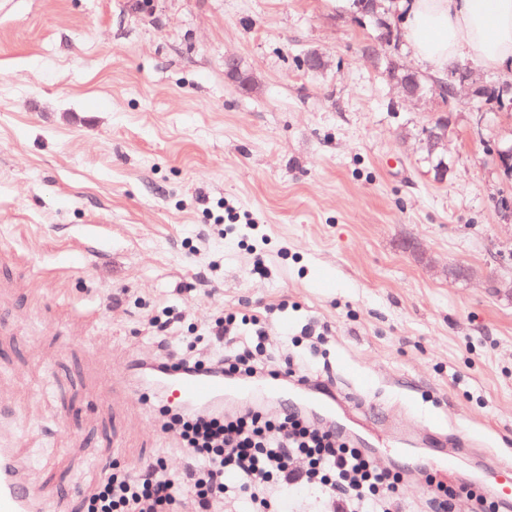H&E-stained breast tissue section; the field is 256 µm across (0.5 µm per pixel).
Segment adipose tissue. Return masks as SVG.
<instances>
[{"mask_svg": "<svg viewBox=\"0 0 512 512\" xmlns=\"http://www.w3.org/2000/svg\"><path fill=\"white\" fill-rule=\"evenodd\" d=\"M399 9L422 68L442 76L472 59L512 72V0H401Z\"/></svg>", "mask_w": 512, "mask_h": 512, "instance_id": "ef3b65f1", "label": "adipose tissue"}]
</instances>
